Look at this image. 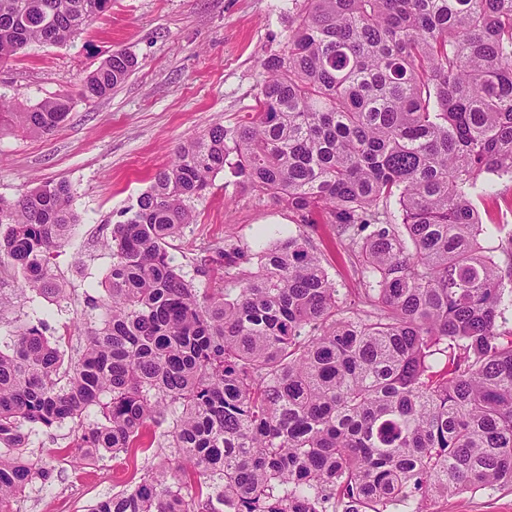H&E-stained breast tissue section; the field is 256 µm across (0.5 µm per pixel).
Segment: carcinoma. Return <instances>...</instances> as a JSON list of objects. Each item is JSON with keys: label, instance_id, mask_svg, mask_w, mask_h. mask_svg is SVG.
<instances>
[{"label": "carcinoma", "instance_id": "obj_1", "mask_svg": "<svg viewBox=\"0 0 512 512\" xmlns=\"http://www.w3.org/2000/svg\"><path fill=\"white\" fill-rule=\"evenodd\" d=\"M111 7L0 0V66L74 42ZM136 65L113 51L82 97ZM70 111L57 98L5 112L0 97V120L30 134ZM226 165L304 223L337 228L363 308L343 306L302 231L197 258L203 276L235 269V288L180 274L170 240ZM505 177L512 0H303L286 50L261 63L256 111L180 147L103 225L112 263L105 295H85L98 317L76 355L43 320L0 336V512L52 477L24 428L66 421L89 455L178 452L90 512H424L512 487V234L474 204L509 203ZM73 200L66 181L0 197V263L57 304L69 295L52 259L79 223Z\"/></svg>", "mask_w": 512, "mask_h": 512}]
</instances>
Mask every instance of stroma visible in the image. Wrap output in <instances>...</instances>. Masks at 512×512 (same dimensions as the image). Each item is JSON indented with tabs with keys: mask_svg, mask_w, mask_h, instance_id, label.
Wrapping results in <instances>:
<instances>
[{
	"mask_svg": "<svg viewBox=\"0 0 512 512\" xmlns=\"http://www.w3.org/2000/svg\"><path fill=\"white\" fill-rule=\"evenodd\" d=\"M299 0H112L73 43L32 46L0 67V95L32 105L65 96L73 101L67 121L36 136L0 128V196L17 198L37 184L67 181L81 218L62 243L54 272L70 301L57 306L23 290V275L0 266V298L12 301L0 331L43 318L51 339L75 336L86 291L102 293L111 264L100 245L102 226L135 202L151 176L168 165L176 149L202 136L210 124L233 128L254 111L260 64L282 52ZM135 55L137 68L107 96H81V78L114 50ZM196 221L170 248L186 279L213 287L197 275L194 260L225 239L253 254L278 233L304 231L335 282L341 298L357 301L361 285L333 226L302 225L300 217L270 195L243 183L233 169L219 172L208 192L192 203ZM76 431L67 423L32 434L28 454L49 463V483L34 481L13 512H88L98 500L126 489L132 473L154 463L104 457L82 462ZM425 512H512V489L463 491L424 502Z\"/></svg>",
	"mask_w": 512,
	"mask_h": 512,
	"instance_id": "obj_1",
	"label": "stroma"
}]
</instances>
